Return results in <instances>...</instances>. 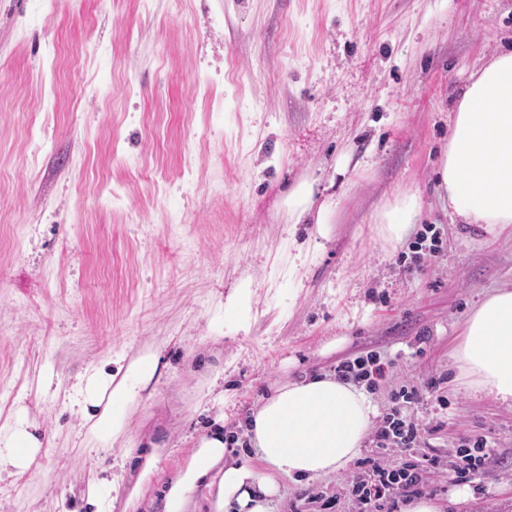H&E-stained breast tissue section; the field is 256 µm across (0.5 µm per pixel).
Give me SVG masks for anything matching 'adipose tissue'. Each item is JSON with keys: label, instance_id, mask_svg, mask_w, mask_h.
<instances>
[{"label": "adipose tissue", "instance_id": "obj_1", "mask_svg": "<svg viewBox=\"0 0 512 512\" xmlns=\"http://www.w3.org/2000/svg\"><path fill=\"white\" fill-rule=\"evenodd\" d=\"M487 102L492 108L486 112ZM438 176L452 220L493 229L512 226V50L493 55L470 75L454 108ZM286 205L289 223L311 219L320 234H327L333 209L316 204L314 181L291 188ZM421 210L417 194L397 196L375 215L378 235L400 242ZM451 356L474 392L512 401L511 288L496 289L471 312ZM158 361L157 352L149 350L113 373L86 370L74 385L70 410L101 445L125 431ZM375 416L362 391L331 377L285 383L243 423L257 465L225 467L230 439L223 418L214 419L170 479L165 512H187L202 487L214 491L216 512H269L278 493L272 472L302 481L346 467L358 456ZM42 448L36 423L18 407L0 425V474L26 472Z\"/></svg>", "mask_w": 512, "mask_h": 512}]
</instances>
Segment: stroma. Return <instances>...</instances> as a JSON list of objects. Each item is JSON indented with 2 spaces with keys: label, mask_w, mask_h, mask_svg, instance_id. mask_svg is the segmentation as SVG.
<instances>
[{
  "label": "stroma",
  "mask_w": 512,
  "mask_h": 512,
  "mask_svg": "<svg viewBox=\"0 0 512 512\" xmlns=\"http://www.w3.org/2000/svg\"><path fill=\"white\" fill-rule=\"evenodd\" d=\"M512 48V0H0V424L25 406L45 446L0 478V512H96L90 476L140 512L215 416L253 463L242 420L280 385L377 355L366 396L438 381L406 415L437 456L444 512H512V406L467 390L448 353L474 306L512 284V227L454 224L437 164L469 73ZM368 162L340 172L344 154ZM338 206L328 236L288 221L303 179ZM423 209L399 244L372 216ZM438 235L439 249L419 241ZM252 281L237 329L228 295ZM159 352L111 448L81 445L65 396L96 364ZM224 399H206L213 370ZM53 381L43 393V378ZM475 482L449 476L478 439ZM167 454L146 484L138 456ZM357 462L278 477L272 512H361Z\"/></svg>",
  "instance_id": "stroma-1"
}]
</instances>
